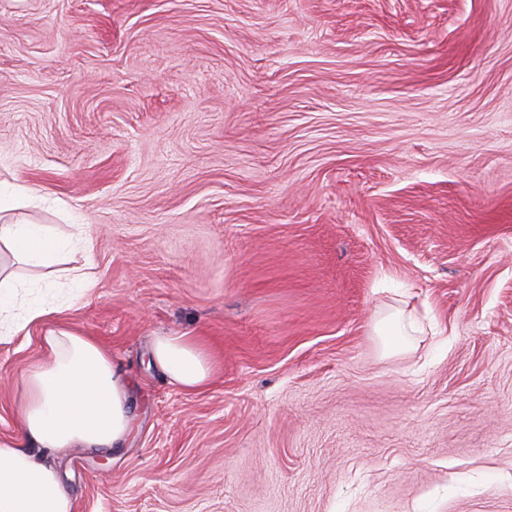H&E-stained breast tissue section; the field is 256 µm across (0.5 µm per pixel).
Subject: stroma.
Listing matches in <instances>:
<instances>
[{
	"label": "stroma",
	"instance_id": "35a3bbf8",
	"mask_svg": "<svg viewBox=\"0 0 512 512\" xmlns=\"http://www.w3.org/2000/svg\"><path fill=\"white\" fill-rule=\"evenodd\" d=\"M0 180L86 225L130 383L104 469L53 456L75 512H512V0H0ZM151 355L154 365L169 382L185 391H201L213 379L210 355L195 336H156L152 342Z\"/></svg>",
	"mask_w": 512,
	"mask_h": 512
}]
</instances>
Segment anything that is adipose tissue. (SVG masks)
Instances as JSON below:
<instances>
[{"label": "adipose tissue", "mask_w": 512, "mask_h": 512, "mask_svg": "<svg viewBox=\"0 0 512 512\" xmlns=\"http://www.w3.org/2000/svg\"><path fill=\"white\" fill-rule=\"evenodd\" d=\"M89 238L28 220L0 224V343L42 330L41 352L19 377L20 435L0 439V512H73V495L50 462L67 448H124L132 430L127 379L111 352L67 323L99 283L95 264H74ZM154 365L169 382L198 392L214 370L194 336L155 337Z\"/></svg>", "instance_id": "ef3b65f1"}]
</instances>
